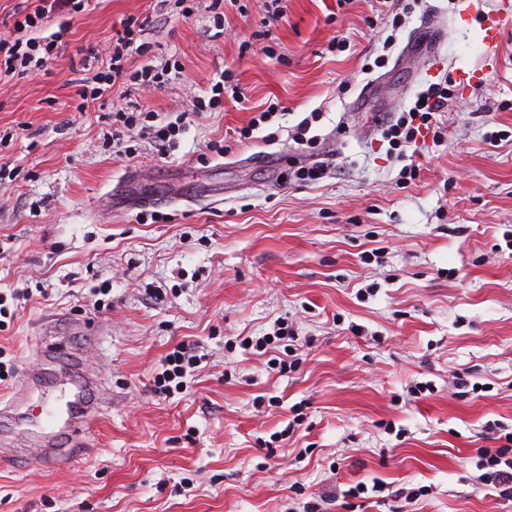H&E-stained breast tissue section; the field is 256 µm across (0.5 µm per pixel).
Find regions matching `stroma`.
<instances>
[{"instance_id":"obj_1","label":"stroma","mask_w":512,"mask_h":512,"mask_svg":"<svg viewBox=\"0 0 512 512\" xmlns=\"http://www.w3.org/2000/svg\"><path fill=\"white\" fill-rule=\"evenodd\" d=\"M190 5L187 18L173 0L53 15L44 32L67 26L62 57L0 81V155L19 172L0 180V358L19 364L0 398L33 372L68 376L42 357L51 315L102 377L87 453L43 461L65 410L48 419L35 400L30 422L0 421V448L19 459L0 467V512H304L377 478L384 491L355 512H512L473 462L494 445L483 424L512 425V29L489 56L457 0H288L282 19L265 0H227L220 32L209 0ZM393 7L403 24L386 52L372 24ZM129 16L149 51L127 66L166 68L163 87L73 111L86 66L107 69ZM457 67L479 80L453 86L440 137L390 151L384 121ZM226 70L244 102L196 112ZM272 103L273 120L241 138ZM116 108L183 117L184 131L166 157L142 137L119 159L104 141ZM315 110L330 172L304 184L267 160L296 155L293 130ZM217 141L230 154L212 153ZM412 163L416 179L401 178ZM153 198L168 222L141 221ZM280 323L304 343L293 372L254 346ZM184 340L200 365L185 391L155 395Z\"/></svg>"}]
</instances>
